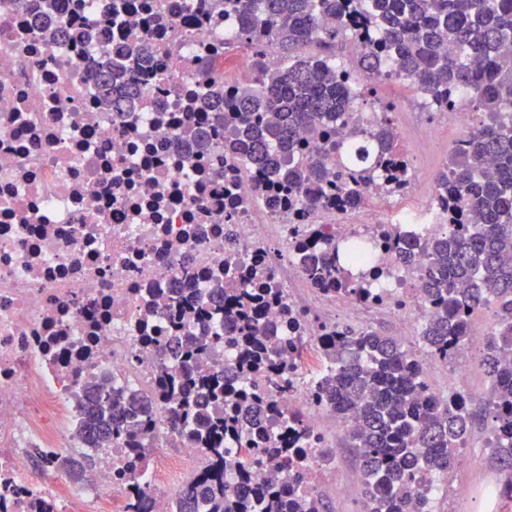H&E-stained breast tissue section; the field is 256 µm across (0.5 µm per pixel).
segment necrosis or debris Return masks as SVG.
I'll list each match as a JSON object with an SVG mask.
<instances>
[{"instance_id":"4bbe7bcc","label":"necrosis or debris","mask_w":512,"mask_h":512,"mask_svg":"<svg viewBox=\"0 0 512 512\" xmlns=\"http://www.w3.org/2000/svg\"><path fill=\"white\" fill-rule=\"evenodd\" d=\"M63 25L81 38L58 36ZM236 33L224 0H128L118 23L112 0H66L62 11L52 0H0V512H129L136 493L148 512H180L207 459L156 396L158 372L175 364L157 339L212 337L198 371L236 366L211 287L229 261L282 291L263 324L294 340L288 385L263 378V395L308 430L301 490L347 493L329 434L355 421L324 423L320 337L378 321L419 335L432 309L421 293L424 245L448 232L446 201L436 192L419 200L408 153L406 181L369 190L358 205L270 204L267 179L240 161L233 131L207 107L236 87L224 74ZM131 45L145 54L125 60L112 91L133 84L138 96L115 112L94 61ZM474 125L456 101L419 136L457 154ZM195 127L210 134L201 156L183 135ZM304 237L320 253L368 246L369 261L348 272L359 294L310 282L295 248ZM407 241L417 245L410 263L398 259ZM171 288L195 311L173 318L155 296ZM88 384L149 409L145 458L134 460L124 440L91 449L99 478L84 487L60 478L58 462L85 446L79 396Z\"/></svg>"}]
</instances>
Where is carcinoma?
<instances>
[{
  "mask_svg": "<svg viewBox=\"0 0 512 512\" xmlns=\"http://www.w3.org/2000/svg\"><path fill=\"white\" fill-rule=\"evenodd\" d=\"M238 18L239 37L260 49L275 43L291 63L270 69L257 63V76L236 87L224 106V125L234 129L238 149L266 169L277 196L302 195L317 177L337 199L356 204L362 189L376 184L378 169L389 166L400 179L402 152L389 130L388 110L376 120L372 137L380 152L373 164L363 147L348 158L349 148L329 123L350 111L359 93L336 77V43L362 38L361 64L370 78L392 72L426 94L424 106L448 108L456 91L482 112L512 108V53L501 51L512 41V0H230ZM329 17L336 27L319 31ZM323 54L301 58L300 46L318 33ZM321 134V159L288 166L286 158L303 145V136ZM334 164L327 171L324 161ZM448 193V221L455 230L426 244L429 258L423 293L434 310L421 331L427 352L446 361L467 336L471 316L492 296L498 304L496 328L482 359L492 393L483 402L493 419L495 460L508 471L503 492L512 494V366L501 358L512 353V127L484 124L469 139V149L451 160L437 178ZM355 246L343 256L305 257L307 273L327 288L348 287L336 268L353 262ZM222 293L224 325L231 327L238 365L233 369L196 374L184 366L207 357V336L177 344L182 366L162 371L160 400L173 405L176 423L190 432L210 460L206 472L185 494L183 512H330L327 503L295 489L284 491L289 468L299 457L301 427L280 416L281 434H270L266 446L252 449L245 461L225 450L227 436L239 432L242 420L260 418L276 405L263 403L255 377L271 373L288 380L287 337L266 333L262 313L277 301L275 289L249 272L231 269L215 280ZM174 315L189 305L184 295L158 292ZM329 361L321 397L337 415L353 413L357 426L347 447L364 475L363 512H409L418 477L448 475L457 464V450L475 420L461 395L436 399L426 393L420 361L396 336L371 330L361 336L348 330L323 337ZM87 438L95 444L130 440L144 432L135 403L89 388ZM266 467L267 481L252 496L231 486L235 473L248 463Z\"/></svg>",
  "mask_w": 512,
  "mask_h": 512,
  "instance_id": "1",
  "label": "carcinoma"
}]
</instances>
